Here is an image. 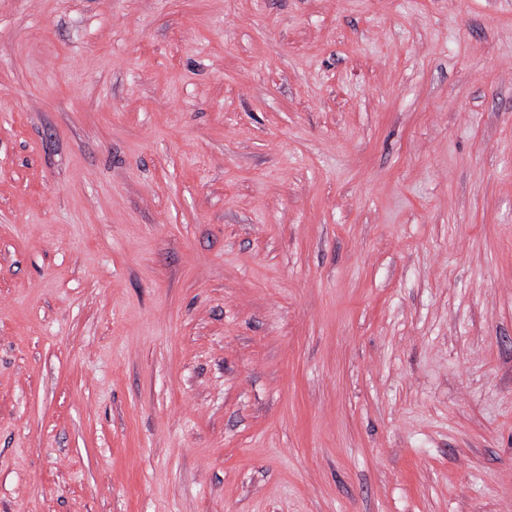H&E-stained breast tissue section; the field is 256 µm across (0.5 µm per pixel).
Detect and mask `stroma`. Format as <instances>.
Returning <instances> with one entry per match:
<instances>
[{"label":"stroma","mask_w":512,"mask_h":512,"mask_svg":"<svg viewBox=\"0 0 512 512\" xmlns=\"http://www.w3.org/2000/svg\"><path fill=\"white\" fill-rule=\"evenodd\" d=\"M0 512H512V0H0Z\"/></svg>","instance_id":"35a3bbf8"}]
</instances>
